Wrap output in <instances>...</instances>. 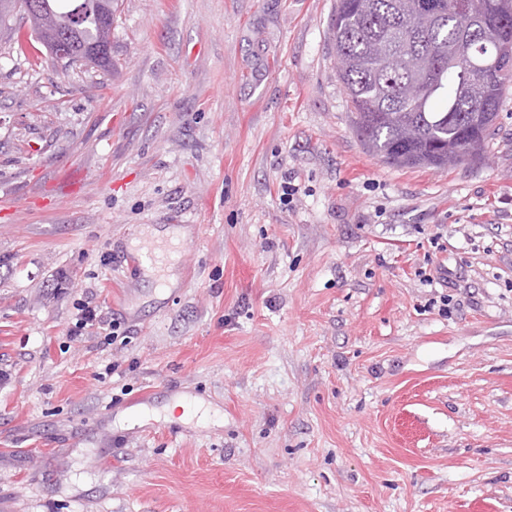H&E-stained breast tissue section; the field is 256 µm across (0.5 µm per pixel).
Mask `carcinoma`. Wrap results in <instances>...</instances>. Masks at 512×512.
<instances>
[{
	"instance_id": "carcinoma-1",
	"label": "carcinoma",
	"mask_w": 512,
	"mask_h": 512,
	"mask_svg": "<svg viewBox=\"0 0 512 512\" xmlns=\"http://www.w3.org/2000/svg\"><path fill=\"white\" fill-rule=\"evenodd\" d=\"M435 14L423 19L424 5ZM54 24L69 34L80 9L81 42L98 44L100 18L118 0H49ZM496 41L485 45L457 23L454 0H336L331 31L339 79L364 146L387 164L444 169L448 148L480 161L512 82V0H471Z\"/></svg>"
}]
</instances>
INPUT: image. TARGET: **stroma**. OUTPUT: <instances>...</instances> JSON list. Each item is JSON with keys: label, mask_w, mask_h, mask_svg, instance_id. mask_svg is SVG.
I'll use <instances>...</instances> for the list:
<instances>
[{"label": "stroma", "mask_w": 512, "mask_h": 512, "mask_svg": "<svg viewBox=\"0 0 512 512\" xmlns=\"http://www.w3.org/2000/svg\"><path fill=\"white\" fill-rule=\"evenodd\" d=\"M335 5L119 0L108 71L0 25L9 512H512V85L480 162L383 163ZM175 248L165 249L155 245L153 242H142L130 255V262L142 268L151 267L159 277L167 264L171 261ZM78 318L75 323V328L73 335L79 334L80 330L85 329L86 327L98 325V328L104 330H110L105 334L104 339H107L108 342H112L114 338L116 339L121 334H118V330L120 329V322H107L103 319L101 311L98 309V306H90L89 303H84L78 308ZM104 326H108V328H104Z\"/></svg>", "instance_id": "obj_1"}]
</instances>
